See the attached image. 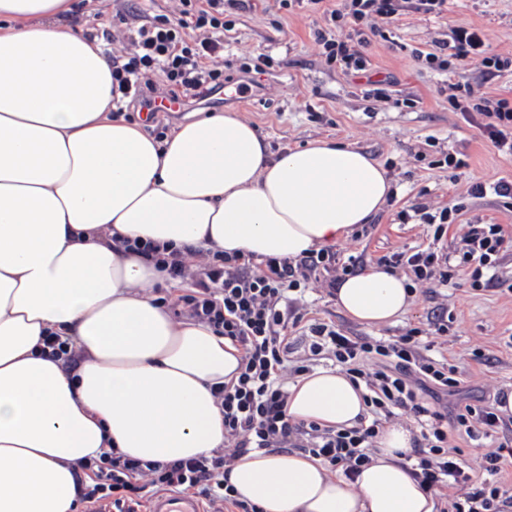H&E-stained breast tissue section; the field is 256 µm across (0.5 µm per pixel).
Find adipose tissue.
<instances>
[{"mask_svg": "<svg viewBox=\"0 0 512 512\" xmlns=\"http://www.w3.org/2000/svg\"><path fill=\"white\" fill-rule=\"evenodd\" d=\"M72 0H0V512H73L76 462L115 448L144 461L224 445L215 386L241 352L175 319L146 288L165 273L124 242L298 259L347 239L393 194L387 170L321 140L270 158L256 128L211 112L156 139L112 104L97 39ZM409 281L368 264L336 286L352 321L395 323ZM81 349L77 379L40 357ZM340 370L288 386L287 415L340 430L365 410ZM413 434L386 426L355 479L302 452L249 451L226 479L259 512H436L405 466ZM43 344V353L54 361H61L62 369L69 377L81 360L80 353L67 340H62L60 336H45Z\"/></svg>", "mask_w": 512, "mask_h": 512, "instance_id": "obj_1", "label": "adipose tissue"}]
</instances>
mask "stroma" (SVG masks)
<instances>
[{
	"instance_id": "1",
	"label": "stroma",
	"mask_w": 512,
	"mask_h": 512,
	"mask_svg": "<svg viewBox=\"0 0 512 512\" xmlns=\"http://www.w3.org/2000/svg\"><path fill=\"white\" fill-rule=\"evenodd\" d=\"M324 21L304 11L287 12L270 0L267 11L238 16L224 34V57L231 65L223 90L207 102L188 103L168 117L169 127L201 112H234L257 128L270 154L317 139L351 143L382 163L394 178L397 195L387 208L346 241L337 243V265L380 262L418 250L454 252L471 224H498L512 234V207L494 194L475 198L471 182L512 181V158L449 103L455 86L476 95L512 99V70L487 74L454 66L430 70L423 55L457 27L482 30L489 53L512 57V0H448L438 17L404 8L384 36H372L364 50L366 68L345 71L327 64L314 32ZM463 165L449 167L447 157ZM457 213L447 234L435 237L424 216L445 207ZM327 273L310 280L299 301L310 320L335 323L344 334L377 339L425 327L432 310L448 311V333L431 355L447 358L465 384L459 399L512 391V292L476 288L471 271L456 269L447 283L417 284L414 302L398 321L376 329L342 314L328 293ZM485 362H478V355Z\"/></svg>"
}]
</instances>
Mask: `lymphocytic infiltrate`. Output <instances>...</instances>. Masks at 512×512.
<instances>
[{"instance_id": "lymphocytic-infiltrate-1", "label": "lymphocytic infiltrate", "mask_w": 512, "mask_h": 512, "mask_svg": "<svg viewBox=\"0 0 512 512\" xmlns=\"http://www.w3.org/2000/svg\"><path fill=\"white\" fill-rule=\"evenodd\" d=\"M261 0H179L176 17H146L117 9L114 29H102L101 38L121 43L110 58L113 102L131 101L155 110L159 96L202 102L224 87V32L234 15L255 10ZM280 8L322 13L326 25L315 32L327 63L359 69L362 50L380 25L397 19L396 0H344L342 8L328 0H277ZM349 25L348 38L335 29ZM427 65L445 71L452 63L468 62L493 72L512 66V60L485 50L482 31L454 29L438 53L425 56ZM162 73L167 83L158 92L153 80ZM450 103L468 122L476 124L498 153L512 157V101L474 97L460 87ZM460 265L473 268L474 279L485 287L499 286L497 278H483L482 269L496 263L505 246L499 225H469L462 237ZM335 253L321 251L299 260L229 255L207 251L195 271H188L182 251L161 259L169 277L192 273V287L174 301L158 297L177 314L211 325L242 352L241 372L235 382L218 387L215 396L224 417V445L209 453L175 461H141L116 450L76 464L85 473L77 502L84 512H140L157 493H193L209 512H259L238 500L224 475L241 454L252 450L295 448L319 459L332 470L355 478L369 461L372 445L387 420L403 413L421 427L422 439L406 460L420 485L448 502V512H512V495L504 493L503 472L512 462V439L504 416L492 403L480 406L433 408L424 394L439 395L457 388L454 367L447 360L428 357L432 338L448 333L444 314L432 315L427 328L409 329L400 336L370 340L349 336L334 323H305L296 297L312 275L330 269ZM386 267L409 266L420 281L446 283L451 266L448 255L418 251L385 258ZM303 326L301 336L289 327ZM306 348L311 360L328 359L345 368L351 380L364 384L366 412L356 426L332 430L314 423L293 422L286 415L288 379L309 373L306 365H289L288 357ZM467 437L490 439L484 456L482 481H474L455 447L448 444L449 429Z\"/></svg>"}]
</instances>
